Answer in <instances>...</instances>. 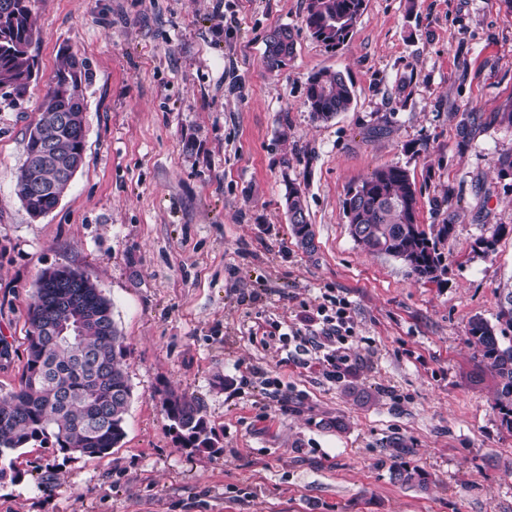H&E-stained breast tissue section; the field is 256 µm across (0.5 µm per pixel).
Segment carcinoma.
Returning a JSON list of instances; mask_svg holds the SVG:
<instances>
[{"mask_svg":"<svg viewBox=\"0 0 512 512\" xmlns=\"http://www.w3.org/2000/svg\"><path fill=\"white\" fill-rule=\"evenodd\" d=\"M30 0H0V98L24 99L37 75L30 47L35 35ZM366 7L365 0H307L305 24L310 35L330 49L350 38ZM295 40L287 26L267 36L263 61L269 70L288 66ZM88 78L85 60L64 55L52 89L29 130L26 158L16 192L30 217L46 216L63 198L71 180L38 159L45 140L62 159L85 154L82 83ZM352 85L336 71L321 70L308 79L307 103L314 119L327 122L353 103ZM31 182L44 187L24 195ZM418 194L409 172L400 166L375 170L344 203L351 236L368 249L402 261L418 279L433 281L442 271L441 240L453 224L441 225L432 237L418 224ZM290 230L305 249L315 248L305 189L286 182L284 194ZM65 291L98 313L95 324L81 328L65 305L56 302L55 288H36L27 309L26 361L19 386L0 395V481H16L21 473L12 455L30 445H51L67 453L99 456L126 436L131 385L124 363L127 346L112 316V302L89 276L63 270ZM52 322L59 335L43 331ZM469 336L481 347L482 361L494 373L502 422L512 429V344L504 345L495 326L482 317L469 321ZM163 407L184 448L212 449L218 444L201 407L185 394L169 392Z\"/></svg>","mask_w":512,"mask_h":512,"instance_id":"1","label":"carcinoma"}]
</instances>
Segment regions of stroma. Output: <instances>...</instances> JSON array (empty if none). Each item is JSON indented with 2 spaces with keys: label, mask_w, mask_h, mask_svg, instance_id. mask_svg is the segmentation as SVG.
Wrapping results in <instances>:
<instances>
[{
  "label": "stroma",
  "mask_w": 512,
  "mask_h": 512,
  "mask_svg": "<svg viewBox=\"0 0 512 512\" xmlns=\"http://www.w3.org/2000/svg\"><path fill=\"white\" fill-rule=\"evenodd\" d=\"M306 6L31 0L38 76L24 101L0 99V391L19 382L39 277L66 265L112 302L132 398L103 456L15 453L22 477L0 482V512H512V430L468 335L480 316L512 337L497 319L512 176L495 168L512 153L495 119L512 106V7L366 0L330 50ZM283 25L294 54L271 71L265 39ZM66 50L92 73L85 159L34 220L16 178ZM324 69L354 100L318 122L307 82ZM389 165L415 182L421 224L454 225L436 280L349 233V190ZM288 178L306 188L314 251L290 232ZM340 346L333 379L323 357ZM171 391L197 400L218 448L178 444ZM401 468L426 487L396 481Z\"/></svg>",
  "instance_id": "stroma-1"
}]
</instances>
